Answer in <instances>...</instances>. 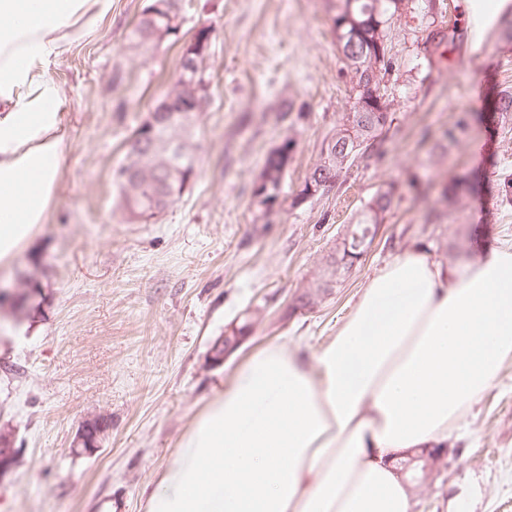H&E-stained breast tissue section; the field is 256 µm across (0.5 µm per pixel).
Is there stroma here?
<instances>
[{
    "label": "stroma",
    "mask_w": 512,
    "mask_h": 512,
    "mask_svg": "<svg viewBox=\"0 0 512 512\" xmlns=\"http://www.w3.org/2000/svg\"><path fill=\"white\" fill-rule=\"evenodd\" d=\"M149 0H112L96 32L48 68L58 89L66 151L51 215L0 278L35 281L39 312L0 309V429L19 461L0 481V512H143L145 492L190 420L257 345L325 342L374 269L423 245L450 266L479 245L512 243V208L497 204L512 169V124L482 107L512 87V44L498 18L512 0H403L389 30L391 66L381 92L391 117L377 145L335 184L294 205L323 143L349 112L331 0H178L175 35L146 49L129 37ZM211 27L202 63L205 108L193 131L198 174L149 222L119 207L113 171L124 143L174 80L195 33ZM455 28L444 59L428 31ZM471 66H461L464 58ZM293 105L281 108L282 101ZM455 141L443 133L460 118ZM294 145L272 207L253 195L265 160ZM469 172L463 203L442 200L448 179ZM395 195L359 262L331 294L292 310L381 188ZM257 316L220 367L212 342ZM105 426L91 456L72 448L86 420ZM474 512H512V361L474 406L445 465L414 487L413 512H449L455 495Z\"/></svg>",
    "instance_id": "35a3bbf8"
}]
</instances>
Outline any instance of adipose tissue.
<instances>
[{"instance_id": "1", "label": "adipose tissue", "mask_w": 512, "mask_h": 512, "mask_svg": "<svg viewBox=\"0 0 512 512\" xmlns=\"http://www.w3.org/2000/svg\"><path fill=\"white\" fill-rule=\"evenodd\" d=\"M112 0H0V265L44 224L65 137L51 60ZM512 359V244L385 262L319 347L258 345L193 417L144 512H412L399 454L444 448Z\"/></svg>"}]
</instances>
